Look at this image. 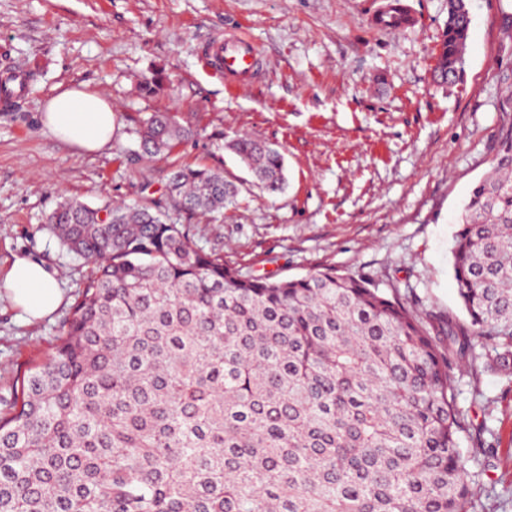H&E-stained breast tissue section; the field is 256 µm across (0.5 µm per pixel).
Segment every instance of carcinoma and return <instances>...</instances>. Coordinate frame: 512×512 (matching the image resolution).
Here are the masks:
<instances>
[{
    "label": "carcinoma",
    "mask_w": 512,
    "mask_h": 512,
    "mask_svg": "<svg viewBox=\"0 0 512 512\" xmlns=\"http://www.w3.org/2000/svg\"><path fill=\"white\" fill-rule=\"evenodd\" d=\"M467 0H448L435 73L465 74ZM150 156L192 136L171 112L140 121ZM228 149L269 194L283 154ZM238 186L179 166L167 204L222 213ZM48 224L93 263L51 357L0 416V512H495L460 453L453 365L512 371V130L457 219L466 320L424 319L370 277L334 267L244 273L165 220L162 202L69 198Z\"/></svg>",
    "instance_id": "obj_1"
}]
</instances>
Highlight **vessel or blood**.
I'll list each match as a JSON object with an SVG mask.
<instances>
[{"label":"vessel or blood","mask_w":512,"mask_h":512,"mask_svg":"<svg viewBox=\"0 0 512 512\" xmlns=\"http://www.w3.org/2000/svg\"><path fill=\"white\" fill-rule=\"evenodd\" d=\"M206 63L225 82L244 85L258 76L263 62L254 44L243 34L228 33L214 40Z\"/></svg>","instance_id":"vessel-or-blood-1"}]
</instances>
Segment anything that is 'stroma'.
<instances>
[{
    "label": "stroma",
    "mask_w": 512,
    "mask_h": 512,
    "mask_svg": "<svg viewBox=\"0 0 512 512\" xmlns=\"http://www.w3.org/2000/svg\"><path fill=\"white\" fill-rule=\"evenodd\" d=\"M384 0H0L6 65L33 80L14 112H0V276L29 255L59 272L60 308L28 321L0 290V415L20 375L51 354L92 266L47 230L56 205L162 198L183 165L243 181L223 218L178 216L195 243L242 272L298 277L333 266L366 274L422 317L461 315L452 269L455 217L495 164L512 128V0H468L463 81L433 72L448 0H405L413 25L372 23ZM239 32L270 60L240 91L204 64L217 35ZM159 79L161 89L145 91ZM86 84L112 103V145L85 153L40 123L57 85ZM177 113L194 138L147 157L135 131L149 113ZM248 133L278 147L283 193L248 185L226 149ZM468 417L461 450L481 427L494 451L477 470L512 512V378L452 370Z\"/></svg>",
    "instance_id": "obj_1"
}]
</instances>
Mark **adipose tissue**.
Segmentation results:
<instances>
[{"instance_id":"obj_1","label":"adipose tissue","mask_w":512,"mask_h":512,"mask_svg":"<svg viewBox=\"0 0 512 512\" xmlns=\"http://www.w3.org/2000/svg\"><path fill=\"white\" fill-rule=\"evenodd\" d=\"M40 120L54 138L85 152H99L112 143L116 115L109 101L78 85L51 96ZM0 288L31 321L51 315L62 301L57 271L35 257L16 258Z\"/></svg>"}]
</instances>
